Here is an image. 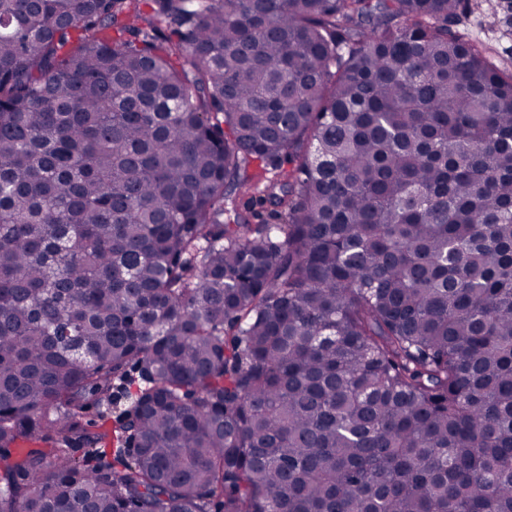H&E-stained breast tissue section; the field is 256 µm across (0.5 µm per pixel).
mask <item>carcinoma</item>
Masks as SVG:
<instances>
[{"label": "carcinoma", "instance_id": "obj_1", "mask_svg": "<svg viewBox=\"0 0 512 512\" xmlns=\"http://www.w3.org/2000/svg\"><path fill=\"white\" fill-rule=\"evenodd\" d=\"M462 14L0 0V512H512V70Z\"/></svg>", "mask_w": 512, "mask_h": 512}]
</instances>
